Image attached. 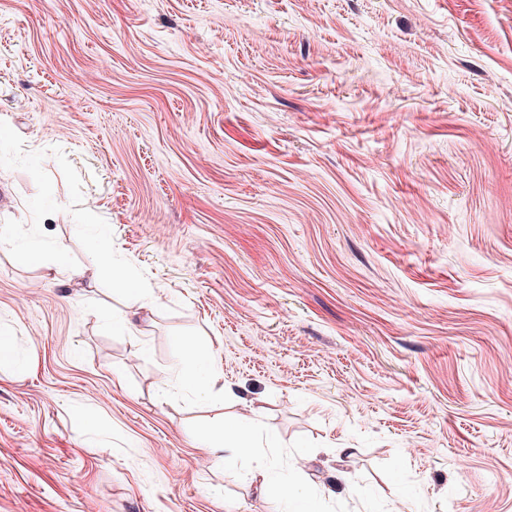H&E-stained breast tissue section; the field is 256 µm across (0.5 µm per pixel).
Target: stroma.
Wrapping results in <instances>:
<instances>
[{
    "label": "stroma",
    "instance_id": "1",
    "mask_svg": "<svg viewBox=\"0 0 512 512\" xmlns=\"http://www.w3.org/2000/svg\"><path fill=\"white\" fill-rule=\"evenodd\" d=\"M0 231V512H512V0H0ZM205 436V446L200 449L207 455L224 460L225 464L252 455L250 427L238 419L226 416L218 419Z\"/></svg>",
    "mask_w": 512,
    "mask_h": 512
}]
</instances>
